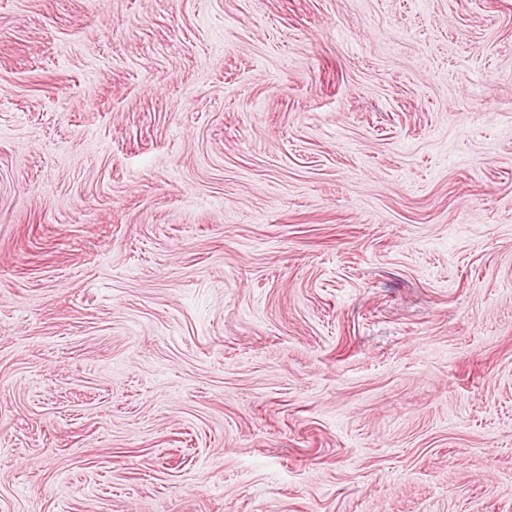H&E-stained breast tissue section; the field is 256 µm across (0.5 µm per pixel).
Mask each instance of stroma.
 Returning a JSON list of instances; mask_svg holds the SVG:
<instances>
[{
  "label": "stroma",
  "mask_w": 512,
  "mask_h": 512,
  "mask_svg": "<svg viewBox=\"0 0 512 512\" xmlns=\"http://www.w3.org/2000/svg\"><path fill=\"white\" fill-rule=\"evenodd\" d=\"M0 512H512V0H0Z\"/></svg>",
  "instance_id": "stroma-1"
}]
</instances>
